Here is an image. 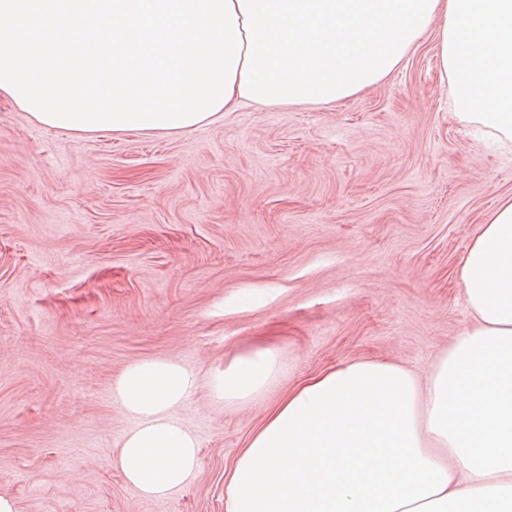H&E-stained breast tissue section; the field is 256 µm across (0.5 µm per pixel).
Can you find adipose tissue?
<instances>
[{
	"mask_svg": "<svg viewBox=\"0 0 512 512\" xmlns=\"http://www.w3.org/2000/svg\"><path fill=\"white\" fill-rule=\"evenodd\" d=\"M436 19L456 118L512 142V0H0V96L51 128L170 133L246 104L346 100ZM458 274L473 323L427 374L363 360L291 390L237 458L225 512H512V197ZM279 371L259 349L210 385L242 404ZM196 384L168 359L114 384L138 420L117 464L145 496L200 466L170 415Z\"/></svg>",
	"mask_w": 512,
	"mask_h": 512,
	"instance_id": "1",
	"label": "adipose tissue"
}]
</instances>
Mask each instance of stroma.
Returning <instances> with one entry per match:
<instances>
[{
    "instance_id": "stroma-1",
    "label": "stroma",
    "mask_w": 512,
    "mask_h": 512,
    "mask_svg": "<svg viewBox=\"0 0 512 512\" xmlns=\"http://www.w3.org/2000/svg\"><path fill=\"white\" fill-rule=\"evenodd\" d=\"M437 26L335 105L251 107L172 134L44 127L0 97V495L17 512H225L246 442L297 385L355 360L426 374L470 326L461 257L512 146L451 115ZM281 356L257 399L208 379ZM198 379L172 417L200 467L161 498L117 458L131 364Z\"/></svg>"
}]
</instances>
